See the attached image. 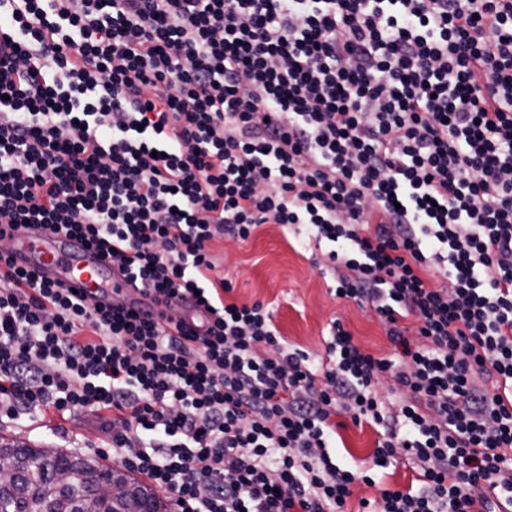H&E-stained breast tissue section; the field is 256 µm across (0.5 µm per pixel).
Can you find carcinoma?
<instances>
[{"instance_id":"cac0c4a2","label":"carcinoma","mask_w":512,"mask_h":512,"mask_svg":"<svg viewBox=\"0 0 512 512\" xmlns=\"http://www.w3.org/2000/svg\"><path fill=\"white\" fill-rule=\"evenodd\" d=\"M0 456L13 461L20 475L0 489V512H127L130 500L115 507L104 485L113 469L95 459L11 443L0 445Z\"/></svg>"}]
</instances>
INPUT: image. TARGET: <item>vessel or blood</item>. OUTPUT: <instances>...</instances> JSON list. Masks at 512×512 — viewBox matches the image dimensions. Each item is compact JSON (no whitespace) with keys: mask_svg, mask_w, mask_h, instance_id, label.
<instances>
[{"mask_svg":"<svg viewBox=\"0 0 512 512\" xmlns=\"http://www.w3.org/2000/svg\"><path fill=\"white\" fill-rule=\"evenodd\" d=\"M13 264L39 277L97 297L103 305H114L138 313L155 311L151 296L113 268L95 250L81 241L41 227L13 230Z\"/></svg>","mask_w":512,"mask_h":512,"instance_id":"b4317fda","label":"vessel or blood"}]
</instances>
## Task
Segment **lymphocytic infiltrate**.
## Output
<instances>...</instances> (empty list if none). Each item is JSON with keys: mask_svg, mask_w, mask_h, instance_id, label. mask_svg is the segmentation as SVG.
Masks as SVG:
<instances>
[{"mask_svg": "<svg viewBox=\"0 0 512 512\" xmlns=\"http://www.w3.org/2000/svg\"><path fill=\"white\" fill-rule=\"evenodd\" d=\"M0 225L82 238L163 303L107 309L0 252V412L110 413L176 512H512V0H0ZM292 227L392 357L326 362L210 243ZM437 269L442 285L425 272ZM208 311L198 330L176 311ZM372 426L371 464L330 450ZM411 461L402 459L398 463L391 465L388 469L383 470L379 478L382 477L381 483L374 487L367 486L363 483H355L352 487V496L350 502L353 505L354 510H357L359 500L362 498L376 499L380 495V489L382 488H396L406 487L410 485L413 480L415 486L417 482L416 470L413 469ZM379 478L377 482H379Z\"/></svg>", "mask_w": 512, "mask_h": 512, "instance_id": "1", "label": "lymphocytic infiltrate"}]
</instances>
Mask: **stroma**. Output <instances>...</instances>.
Here are the masks:
<instances>
[{
  "mask_svg": "<svg viewBox=\"0 0 512 512\" xmlns=\"http://www.w3.org/2000/svg\"><path fill=\"white\" fill-rule=\"evenodd\" d=\"M211 250L218 275L234 284L232 300L262 301L280 334L296 347L324 355L333 321H341L356 344L377 356H388L392 345L385 326L366 304L337 299L333 273L325 258L302 248L292 229L263 224L245 242L216 240ZM0 438L33 448L73 451L112 465V435L103 417L89 410L61 414L38 409L19 418L0 417ZM378 435L369 426L346 424L332 441L337 459L350 467H365Z\"/></svg>",
  "mask_w": 512,
  "mask_h": 512,
  "instance_id": "1",
  "label": "stroma"
}]
</instances>
